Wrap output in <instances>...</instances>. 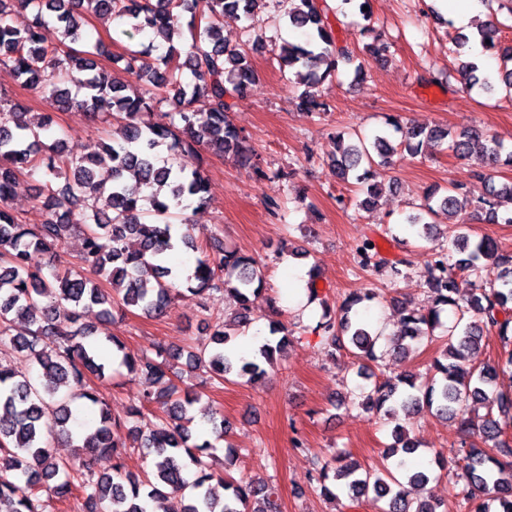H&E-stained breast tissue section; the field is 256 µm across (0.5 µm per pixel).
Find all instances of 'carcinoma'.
<instances>
[{
	"instance_id": "carcinoma-1",
	"label": "carcinoma",
	"mask_w": 512,
	"mask_h": 512,
	"mask_svg": "<svg viewBox=\"0 0 512 512\" xmlns=\"http://www.w3.org/2000/svg\"><path fill=\"white\" fill-rule=\"evenodd\" d=\"M258 2L0 0V67L13 71L21 86L38 93L55 111L82 108L94 114L107 104L121 118L99 152L68 158L60 141L48 142L51 116L32 114L20 104L12 105L7 119L0 113V352L28 368L22 372L0 367V512H45L42 492L59 476L63 480L54 492L75 500L73 512H147L152 501L164 504V512H280L275 487L255 490L230 474L235 449L227 448L223 470L218 471L210 441H192V406L199 394L180 390L172 380L171 361L181 352L159 344L132 351L118 337H106L129 373L160 385L157 391L145 392L126 418L112 416L99 389L88 383L91 375L103 385L111 381L99 360L103 344L88 341L94 331L82 322L84 310L94 306L103 315L122 306L158 318L181 294L172 268L158 258L164 252L161 238L170 237V202L203 207L208 202V179L200 168L187 172L172 163L158 165L161 151L173 155L203 148L249 169L257 179L268 177L248 137L230 119L254 81L255 70L248 51L224 44L223 37L224 18L249 20ZM48 11L62 33L59 44L51 47L43 37ZM328 11L326 0H296L284 23L303 31L307 40L285 42L278 54L281 68L292 70L303 86L297 107L312 117L331 111L320 86L338 74L339 66L353 67L357 79L364 75L363 62L336 38ZM185 13L190 14L191 43L183 52L174 37L181 36ZM90 16L121 22L109 35L112 42L151 32L157 44L149 49L162 50L158 63H144L141 52L130 50L120 56L129 79H118L114 69L98 61L105 54L115 62L106 54L102 38L92 45L86 42L84 26ZM499 26L501 22L494 20L455 38L457 56L467 55L469 44L477 40L499 61L495 78L474 61L459 64L458 74L469 92L491 94L499 89L512 96V46L501 45ZM365 51L371 59L383 61L391 54V43L378 34L365 44ZM185 69L191 75L188 81L182 80ZM164 102L171 111L158 113L154 122L145 120ZM386 125L390 130L373 135L336 134V158L329 166L336 179L359 187L360 209H375L382 194L373 166L393 164L402 149L415 155L433 141L446 143L456 156L478 160L474 177L487 184L491 178L486 168L512 167V148L476 129L404 127L395 117ZM392 130L401 133L395 145L389 141ZM100 169L109 176L98 177ZM39 171L46 180L35 189V198L44 219L22 224L9 202L22 189L21 175ZM489 193L492 199L482 207L486 221L512 224V184L491 186ZM467 205L465 195L429 194L419 212L405 217V226L425 238L436 228L434 218L445 216L455 246L466 257L452 264L448 252L433 253L421 271L431 304L424 312L408 309L393 341V350L403 355L415 352V343L425 338L441 342V357L434 359L428 381L419 384L417 376L406 371L374 385L363 406L386 416L400 410L428 411L458 420L462 438L457 458L470 487L467 512H490L494 501L502 512H512V432L500 421L502 416L512 420V397L493 391L499 369H512V349L501 363L468 371L458 364L479 348L486 332H495L512 346V254L499 252L489 237L470 238L468 226L460 220ZM72 237L83 241L79 262L88 276L54 265V251ZM356 250L361 268L383 267L392 276L401 274L403 261L381 257L378 240L366 238ZM201 253L186 280V291L202 301L223 291L236 298L238 308L228 320L209 318L210 341L187 352V367L206 370L217 381L228 380L231 373L250 382L259 380L294 330L278 319L281 310L271 300L270 339L250 356L238 353L234 341L251 323L263 274L254 257L225 248L216 231L205 234ZM318 276V269L312 268L308 302L322 307L314 333L324 348L333 356L353 347L358 363H378L379 336L372 332L367 315L379 295L369 289L349 294L338 318L318 291ZM103 280L109 287L101 285ZM448 310L455 323L447 335H438ZM470 400L490 409L477 425L464 414ZM154 404L165 408V415L150 412ZM49 418L60 427L74 455L112 456V473L96 477L85 465L76 468L73 461L53 456L43 441ZM122 426L127 427L128 444L112 436V429ZM131 448L154 455L152 476L125 469ZM417 451V444L397 431L387 451V458H397L390 469H364L343 464L339 457L333 467L316 456L311 493L332 501L344 493L355 504L372 491L388 499L386 512H447L441 502L414 506L408 500L406 486L421 487L429 481L427 471L405 468V458ZM190 465L196 468L191 481L183 477ZM217 486L224 493H217Z\"/></svg>"
}]
</instances>
